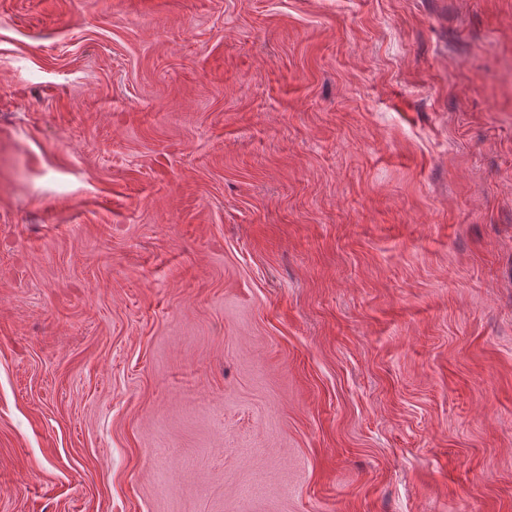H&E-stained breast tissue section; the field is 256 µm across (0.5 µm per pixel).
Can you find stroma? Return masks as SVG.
<instances>
[{"label": "stroma", "instance_id": "35a3bbf8", "mask_svg": "<svg viewBox=\"0 0 512 512\" xmlns=\"http://www.w3.org/2000/svg\"><path fill=\"white\" fill-rule=\"evenodd\" d=\"M0 512H512V0H0Z\"/></svg>", "mask_w": 512, "mask_h": 512}]
</instances>
